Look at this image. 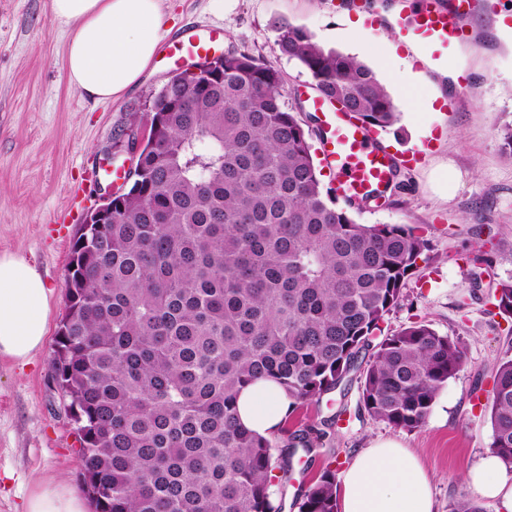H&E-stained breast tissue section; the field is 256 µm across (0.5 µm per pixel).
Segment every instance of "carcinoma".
<instances>
[{"label": "carcinoma", "instance_id": "obj_1", "mask_svg": "<svg viewBox=\"0 0 512 512\" xmlns=\"http://www.w3.org/2000/svg\"><path fill=\"white\" fill-rule=\"evenodd\" d=\"M275 28L321 99L371 129L398 121L365 63L286 21ZM284 97L281 72L245 51L214 62L203 85L170 77L151 96L121 210L76 231L51 372L68 388L94 512H282L297 455L323 447L336 417L263 437L238 421L242 388L276 382L291 414L360 368L358 411L413 431L467 365L461 343L424 322L384 334L429 239L339 206ZM494 298L511 318L512 280ZM487 408L490 452L510 466L511 356L495 366ZM293 507L338 512L335 472Z\"/></svg>", "mask_w": 512, "mask_h": 512}]
</instances>
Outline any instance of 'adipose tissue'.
<instances>
[{
	"label": "adipose tissue",
	"mask_w": 512,
	"mask_h": 512,
	"mask_svg": "<svg viewBox=\"0 0 512 512\" xmlns=\"http://www.w3.org/2000/svg\"><path fill=\"white\" fill-rule=\"evenodd\" d=\"M67 29V80L96 101L122 97L150 67L167 24L164 0H51ZM51 290L24 256L0 254V356L27 364L46 339ZM287 393L259 380L238 397L242 426L264 437L277 435L288 413ZM496 512H512V470L498 457L481 458L466 474ZM341 512H434L433 481L415 453L386 437L371 442L342 472ZM25 512H87L73 488L40 478Z\"/></svg>",
	"instance_id": "obj_1"
}]
</instances>
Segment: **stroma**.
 I'll return each instance as SVG.
<instances>
[{
	"label": "stroma",
	"mask_w": 512,
	"mask_h": 512,
	"mask_svg": "<svg viewBox=\"0 0 512 512\" xmlns=\"http://www.w3.org/2000/svg\"><path fill=\"white\" fill-rule=\"evenodd\" d=\"M337 0H170L176 30L203 35L224 33V51H246L279 69L285 103L298 109L318 145L324 117L312 108L316 96L310 75L281 57L275 25L285 21L309 31L329 49L354 55L377 74L402 113L380 131L394 155L419 152L421 163L402 168L400 186L387 204L356 213L362 224H400L422 228L431 253L404 290V298L384 323L392 334L413 321L458 338L468 363L436 400L426 424L396 429L369 416H357L359 372L320 403L290 416L289 427L334 413L342 419L336 434L295 471L283 512L311 477L324 468L342 472L378 437L399 439L421 458L433 477L436 512H450L463 496L483 512H496L465 480L467 470L489 455L492 441L484 404L491 373L512 356V322L498 315L492 294L499 281L512 279V159L502 149L512 127V41L503 42L492 10L468 20L480 36L475 47L449 53L447 67L474 75L472 87L455 111H405L406 102H423L435 81L391 85L380 40L358 33L332 40L341 17ZM67 32L54 19L50 0H0V252L24 255L53 290L47 337L26 366L0 358V512H22L35 478L52 476L80 488L81 462L62 398L50 382L56 332L65 311V279L73 237L82 213H69L68 191L83 188L100 196L110 183L104 169L108 151L126 127L144 125V105L173 72L167 44L139 86L115 101H94L70 88L65 71ZM484 254L482 284L472 287L460 256Z\"/></svg>",
	"instance_id": "1"
}]
</instances>
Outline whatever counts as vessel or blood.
<instances>
[{"label": "vessel or blood", "instance_id": "1", "mask_svg": "<svg viewBox=\"0 0 512 512\" xmlns=\"http://www.w3.org/2000/svg\"><path fill=\"white\" fill-rule=\"evenodd\" d=\"M403 9L396 18L398 35L406 55L440 66L444 53L475 41L466 21L483 9L482 0H400ZM341 8L361 12L366 27L386 24L383 0H341ZM223 37L222 29L209 31L206 38L187 37L173 40V61L211 55ZM326 134L321 154L327 166L335 168L336 195L354 201L382 189L395 167L396 159L379 144L376 131L351 123L341 115L326 116Z\"/></svg>", "mask_w": 512, "mask_h": 512}]
</instances>
